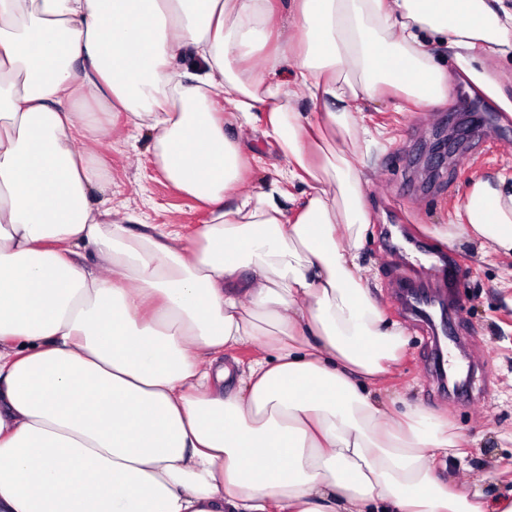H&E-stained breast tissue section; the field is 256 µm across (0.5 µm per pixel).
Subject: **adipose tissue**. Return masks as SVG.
Returning <instances> with one entry per match:
<instances>
[{"label": "adipose tissue", "mask_w": 512, "mask_h": 512, "mask_svg": "<svg viewBox=\"0 0 512 512\" xmlns=\"http://www.w3.org/2000/svg\"><path fill=\"white\" fill-rule=\"evenodd\" d=\"M510 58L512 0H0V512H512V488L449 475L469 439L375 396L407 330L362 276L356 115L462 81L512 116L490 66ZM90 100L152 131L210 208L194 236L93 206L107 167L73 148L109 132ZM228 115L262 121L305 185L295 216L278 182L249 190ZM462 210L440 239L512 256V175L474 180ZM256 344L225 391L218 354Z\"/></svg>", "instance_id": "1"}]
</instances>
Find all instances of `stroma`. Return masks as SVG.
Instances as JSON below:
<instances>
[{
	"label": "stroma",
	"mask_w": 512,
	"mask_h": 512,
	"mask_svg": "<svg viewBox=\"0 0 512 512\" xmlns=\"http://www.w3.org/2000/svg\"><path fill=\"white\" fill-rule=\"evenodd\" d=\"M364 112L377 136L365 158V193L374 218L362 249L363 276L386 318L408 331L405 355L377 396L399 410L418 404L447 418L449 431L473 443L460 473L463 486L476 482L487 497H496L512 485V256L464 240L448 245L432 230L450 227L472 180L512 174V120L503 121L491 103L460 84L448 101L424 110L398 111L392 103L371 101ZM105 120L112 131L92 147L109 171L112 208L129 216L130 228L137 232L154 224L188 235L208 223V205L177 190L159 172L151 134L132 131L121 112ZM225 130L248 159L252 191L267 190L283 164L274 142L258 123H232ZM439 131L452 141L447 163L436 168L431 146ZM448 255L462 268L457 292L463 310L455 334L467 344L484 387L475 403L437 391L424 370L427 327L402 314L392 294L401 266L426 268Z\"/></svg>",
	"instance_id": "obj_1"
}]
</instances>
